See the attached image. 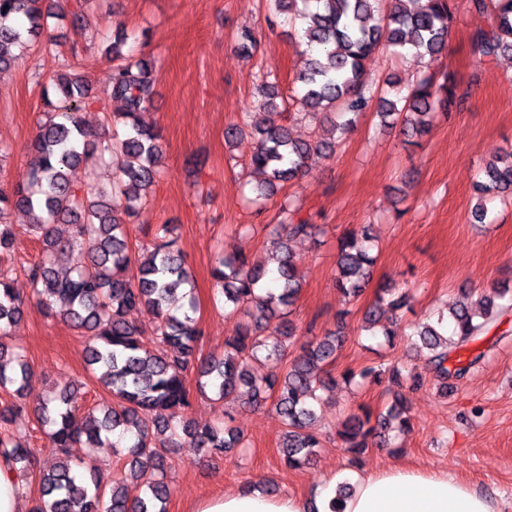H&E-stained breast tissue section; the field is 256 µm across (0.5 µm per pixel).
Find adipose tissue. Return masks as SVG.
<instances>
[{
  "mask_svg": "<svg viewBox=\"0 0 512 512\" xmlns=\"http://www.w3.org/2000/svg\"><path fill=\"white\" fill-rule=\"evenodd\" d=\"M337 481L323 479L310 494L272 496L260 486L192 501L189 512H330ZM343 512H498L496 504L445 472L411 467L360 473Z\"/></svg>",
  "mask_w": 512,
  "mask_h": 512,
  "instance_id": "ef3b65f1",
  "label": "adipose tissue"
}]
</instances>
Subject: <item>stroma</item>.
Segmentation results:
<instances>
[{
	"mask_svg": "<svg viewBox=\"0 0 512 512\" xmlns=\"http://www.w3.org/2000/svg\"><path fill=\"white\" fill-rule=\"evenodd\" d=\"M456 3L439 66L460 84L463 101L457 110L436 114L430 133L415 145L400 129L380 127L374 111L364 112L333 153L312 154L304 176L260 209L248 200L255 139L247 135L230 146L224 140L230 123L257 111L260 73L276 74L282 93L278 109L287 114L293 138L312 140L326 128L325 122L294 116L292 81L306 58L287 21L271 17L265 0H94L85 29L50 20L39 46L0 71V185L27 180L42 92L69 59L71 47H83L80 70L104 91L112 82L104 51L116 30H124L127 47L157 60L156 96L142 119L159 131L164 147L161 176L149 191L141 223L131 225L128 241L139 258H147L156 225L170 226L194 278L201 355L222 354L224 339L235 326L224 316V298L212 277L218 255L273 262L268 233L281 202H288L324 230L319 240L290 243L303 278L291 315L300 335H324L335 329L337 312L351 309L334 371L398 364L423 378L421 387L406 394L409 430L394 434L391 445L372 443L361 470L409 466L445 471L491 494L498 512H512V312L451 353V362L467 363L469 369L445 398L435 391L432 371L417 362L405 342L387 344L360 329L366 308L385 285L408 290L406 327L491 289L512 288V200L487 197L486 223L471 218L482 168L512 147V58L479 62L470 51V37L487 28L490 17L470 9L468 0ZM244 25L255 28L259 40L250 58L232 45L233 33ZM366 68L374 81L393 75L407 89L425 72L418 59L382 50ZM10 221L21 230L11 260L13 287L29 305L9 341L24 351L33 372L23 392L29 411L10 429L35 449L46 468L54 458L32 407L77 380L82 386L75 388L76 405L100 407L112 398L87 369L86 337L30 303L25 270L39 260L42 246L24 234V212L12 211ZM363 225L377 259L363 292L351 301L333 280L338 242L347 229ZM392 394L388 382L370 380L324 391L315 424L323 445L308 466L295 470L280 464L284 425L272 406L234 409L233 425L244 436L243 447L227 456H208L189 444L173 449L169 512H188L195 498L219 496L259 479L273 481L281 492L303 495L322 479L351 471L336 437L338 427L358 407L387 406Z\"/></svg>",
	"mask_w": 512,
	"mask_h": 512,
	"instance_id": "35a3bbf8",
	"label": "stroma"
}]
</instances>
